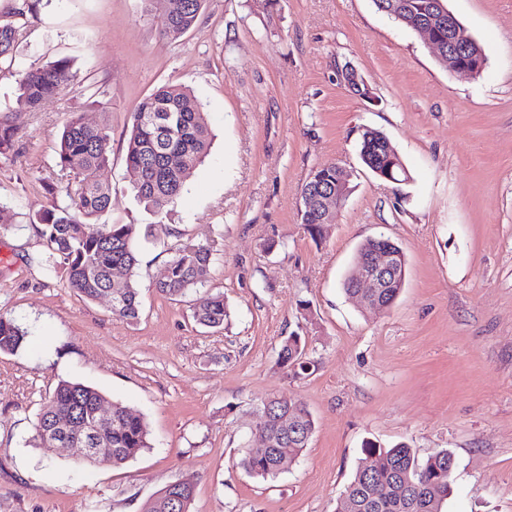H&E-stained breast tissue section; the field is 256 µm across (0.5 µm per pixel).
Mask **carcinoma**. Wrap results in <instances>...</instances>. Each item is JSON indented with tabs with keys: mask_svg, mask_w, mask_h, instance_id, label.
Returning <instances> with one entry per match:
<instances>
[{
	"mask_svg": "<svg viewBox=\"0 0 512 512\" xmlns=\"http://www.w3.org/2000/svg\"><path fill=\"white\" fill-rule=\"evenodd\" d=\"M405 4V11L386 16L411 31L429 13L434 0H385L391 6ZM204 0H169L168 11L158 22L159 34L174 38L193 29ZM22 27L0 25V63L13 64L14 49ZM72 60L63 57L44 66L18 74L17 110L37 112L44 102L74 80ZM17 129L0 117V158L14 153ZM207 113L192 92L181 85L165 84L143 98L132 113V128L126 162L132 174V188L140 204L161 224L181 197L188 178L204 161L211 148ZM110 162V128L100 122L89 124L73 113L66 121L58 144V164L74 174V183L63 187L68 203L53 202L35 215L46 241V262L62 270L67 287L88 300L112 295V315L125 321L139 318V227L136 224H100L98 219L112 203V186L100 177ZM336 183V164L316 168L303 192ZM300 221L312 239L321 236L322 211L302 209ZM219 241H186L176 249L165 276L155 283L158 293L176 297L204 285L210 275L212 257ZM227 308L224 296L208 298L194 310L195 321L203 326L224 325ZM26 331L13 319L0 315V351L19 348ZM279 363L292 371H306L302 337L290 334L282 343ZM105 398L97 389L79 382L60 381L44 402L39 414L37 437L72 417L90 419ZM291 420L292 431L283 427ZM315 422L307 407L286 395L262 404L256 425L261 446L250 448L241 460L242 468L262 479L274 478L287 470L307 448ZM102 447L106 457L90 458L120 466L149 447L143 418L121 403H112V424L105 431ZM371 471L358 468L347 484L344 497L350 512H442L454 466L452 454L441 450L421 461L406 445L391 448L371 445ZM164 492L145 504L143 512H191L193 489L185 486L168 498Z\"/></svg>",
	"mask_w": 512,
	"mask_h": 512,
	"instance_id": "1",
	"label": "carcinoma"
}]
</instances>
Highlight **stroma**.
Segmentation results:
<instances>
[{"mask_svg":"<svg viewBox=\"0 0 512 512\" xmlns=\"http://www.w3.org/2000/svg\"><path fill=\"white\" fill-rule=\"evenodd\" d=\"M447 5L484 51L480 77L450 72L373 0H204L176 39L156 30L162 0H0V24L24 30L0 65V108L18 129L0 159V315L27 333L0 352V512H140L175 482L193 486L192 512H336L371 444L450 451L443 512H512V0ZM62 57L77 79L41 111H13L18 70ZM165 83L193 91L213 135L167 226L136 202L126 164L131 114ZM72 112L110 127L101 223L151 227L133 322L47 274L30 222L51 203L45 181L67 182L56 152ZM367 127L390 139L407 182L362 165ZM330 162L352 190L315 241L301 191ZM378 236L403 249L406 282L390 308L364 310L342 283ZM216 237L204 286L156 292L172 247ZM215 294L223 326L197 325ZM293 333L313 364L297 376L278 362ZM63 379L143 416L148 448L115 467L40 443ZM280 395L305 404L315 432L288 470L254 478L240 460L255 410Z\"/></svg>","mask_w":512,"mask_h":512,"instance_id":"35a3bbf8","label":"stroma"}]
</instances>
